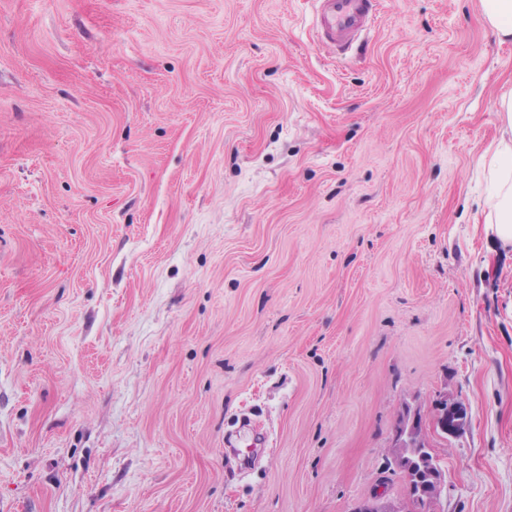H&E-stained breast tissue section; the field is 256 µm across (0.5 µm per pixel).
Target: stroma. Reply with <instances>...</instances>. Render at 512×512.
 Listing matches in <instances>:
<instances>
[{
	"label": "stroma",
	"mask_w": 512,
	"mask_h": 512,
	"mask_svg": "<svg viewBox=\"0 0 512 512\" xmlns=\"http://www.w3.org/2000/svg\"><path fill=\"white\" fill-rule=\"evenodd\" d=\"M313 15L0 0V512H350L409 412L432 512H512L480 167L512 43L481 0H379L339 59ZM467 410L463 403L456 402L442 408V414L436 419L435 427L445 434L453 435L464 425Z\"/></svg>",
	"instance_id": "stroma-1"
}]
</instances>
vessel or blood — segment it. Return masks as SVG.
<instances>
[{
  "label": "vessel or blood",
  "mask_w": 512,
  "mask_h": 512,
  "mask_svg": "<svg viewBox=\"0 0 512 512\" xmlns=\"http://www.w3.org/2000/svg\"><path fill=\"white\" fill-rule=\"evenodd\" d=\"M313 30L320 48L345 56L371 31L377 0H314Z\"/></svg>",
  "instance_id": "obj_1"
}]
</instances>
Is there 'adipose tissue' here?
<instances>
[{"label": "adipose tissue", "mask_w": 512, "mask_h": 512, "mask_svg": "<svg viewBox=\"0 0 512 512\" xmlns=\"http://www.w3.org/2000/svg\"><path fill=\"white\" fill-rule=\"evenodd\" d=\"M499 137L487 162L485 231L502 247H512V89L500 99Z\"/></svg>", "instance_id": "adipose-tissue-1"}]
</instances>
